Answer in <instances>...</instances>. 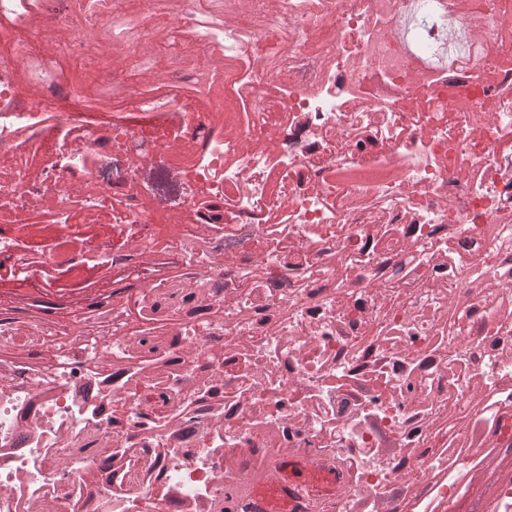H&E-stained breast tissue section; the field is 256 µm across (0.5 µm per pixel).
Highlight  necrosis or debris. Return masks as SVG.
Returning a JSON list of instances; mask_svg holds the SVG:
<instances>
[{
    "mask_svg": "<svg viewBox=\"0 0 512 512\" xmlns=\"http://www.w3.org/2000/svg\"><path fill=\"white\" fill-rule=\"evenodd\" d=\"M185 3L167 111L133 68L76 112L17 78L37 20L79 70L59 0H0V281L121 272L109 331L0 325V512H254L289 467L336 474L295 512H512V0H418L454 70L404 0ZM179 46L229 62L213 96Z\"/></svg>",
    "mask_w": 512,
    "mask_h": 512,
    "instance_id": "1",
    "label": "necrosis or debris"
}]
</instances>
